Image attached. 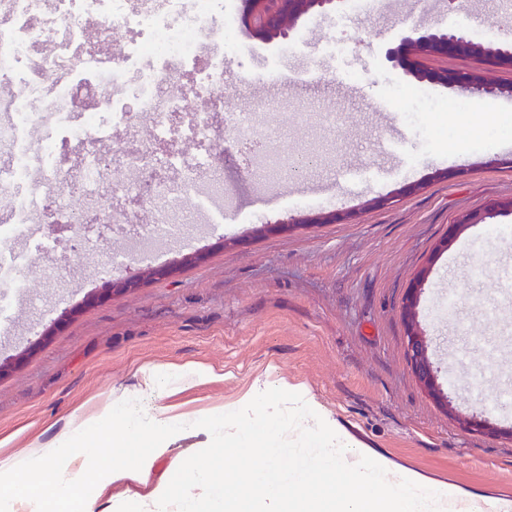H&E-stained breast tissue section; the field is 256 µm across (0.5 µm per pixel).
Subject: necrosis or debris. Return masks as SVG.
Wrapping results in <instances>:
<instances>
[{
    "label": "necrosis or debris",
    "instance_id": "necrosis-or-debris-1",
    "mask_svg": "<svg viewBox=\"0 0 512 512\" xmlns=\"http://www.w3.org/2000/svg\"><path fill=\"white\" fill-rule=\"evenodd\" d=\"M238 49L224 0H0V198L32 187L26 224L50 200L65 223L95 211L107 224L119 194L193 198ZM135 118L147 121L135 148L113 155V131ZM21 125L35 160L11 150Z\"/></svg>",
    "mask_w": 512,
    "mask_h": 512
}]
</instances>
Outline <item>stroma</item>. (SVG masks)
<instances>
[{
	"instance_id": "obj_1",
	"label": "stroma",
	"mask_w": 512,
	"mask_h": 512,
	"mask_svg": "<svg viewBox=\"0 0 512 512\" xmlns=\"http://www.w3.org/2000/svg\"><path fill=\"white\" fill-rule=\"evenodd\" d=\"M426 27L492 30L512 41V0H379L375 10L301 19L290 38L254 39L224 57V110L211 150L223 194L171 212L181 224L160 253L119 245L149 206L112 200V222L82 217L86 243L53 231L46 213L0 240V457L50 447L75 410L135 398L196 418L223 413L257 379L304 386L317 407L393 462L392 480L423 474L512 501V440L464 430L484 414L512 427V210L438 244L465 214L512 199V69L491 72L501 93L469 99L429 82L430 103L388 60ZM492 112L474 122L479 105ZM249 113L240 134L232 114ZM288 164L271 172L272 154ZM350 221L264 233L289 215ZM230 247H223V240ZM204 253V261L185 263ZM174 276L131 294L108 288L127 270L172 262ZM426 271L417 320L456 408L421 389L406 355L401 298ZM99 303L84 305L89 293ZM49 339H42L45 329ZM200 364L212 377L150 387L146 370Z\"/></svg>"
}]
</instances>
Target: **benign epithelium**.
<instances>
[{
    "label": "benign epithelium",
    "mask_w": 512,
    "mask_h": 512,
    "mask_svg": "<svg viewBox=\"0 0 512 512\" xmlns=\"http://www.w3.org/2000/svg\"><path fill=\"white\" fill-rule=\"evenodd\" d=\"M345 5V0H247L246 17L253 20L257 36L263 39H286L296 23L304 16L337 12ZM424 55L486 56L499 67L512 68V44L486 47L474 42L468 35L451 30L428 28L418 32L416 37L403 39L392 48L389 58L405 73L419 79H429L447 86L466 96L494 95L502 88L477 72L424 73L419 69V58ZM172 273V267L165 265L140 271L112 282L110 292L114 295L131 293L138 288L146 276L164 278ZM426 271L414 277L402 299L401 313L406 329V351L415 379L427 394L436 400L441 409L452 415L450 404L438 382L437 371L429 358V340L417 321L416 309L422 293ZM465 425L477 431L504 435L512 439V429L493 425L486 418L474 416L464 419Z\"/></svg>",
    "instance_id": "7a95c632"
}]
</instances>
